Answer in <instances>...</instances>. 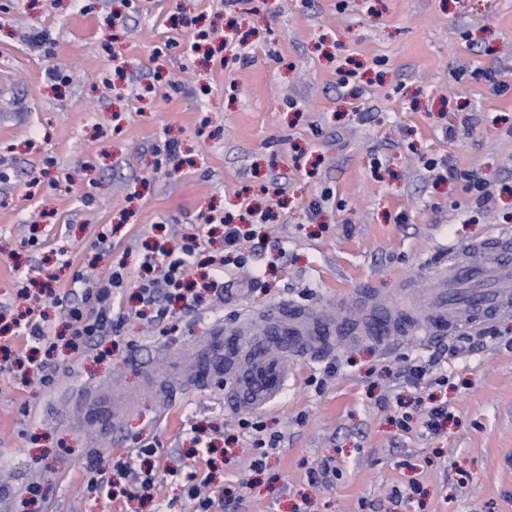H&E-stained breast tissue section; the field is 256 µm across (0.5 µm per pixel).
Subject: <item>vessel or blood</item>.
<instances>
[{
  "instance_id": "1",
  "label": "vessel or blood",
  "mask_w": 512,
  "mask_h": 512,
  "mask_svg": "<svg viewBox=\"0 0 512 512\" xmlns=\"http://www.w3.org/2000/svg\"><path fill=\"white\" fill-rule=\"evenodd\" d=\"M433 275L431 310L419 321L367 284L356 289L354 301L340 297L319 312L281 303L264 317L257 335L247 327L228 333L222 321H214L185 386L226 373L234 380L233 400L261 410L287 389L289 360H314L337 339L388 344L416 328L427 338L446 337L493 319L512 308V235L494 234L462 249L440 244Z\"/></svg>"
}]
</instances>
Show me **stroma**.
Returning a JSON list of instances; mask_svg holds the SVG:
<instances>
[{
	"label": "stroma",
	"mask_w": 512,
	"mask_h": 512,
	"mask_svg": "<svg viewBox=\"0 0 512 512\" xmlns=\"http://www.w3.org/2000/svg\"><path fill=\"white\" fill-rule=\"evenodd\" d=\"M202 31L214 54H189ZM255 211L246 272L217 219ZM502 229L512 0H0V314L48 284L37 311L54 339L53 298L76 272L121 264L131 281L124 325L58 349L51 385L0 371V512L33 481L29 512H186L191 471L219 512H512V311L470 345L363 340L293 362L256 412L227 405L225 379L186 390L173 368L214 316L230 326L283 298L318 310L364 281L424 289L437 242ZM190 234L195 273L224 260L223 303L135 316L145 256ZM148 368L175 388L170 413L142 387ZM197 434L214 465L188 457ZM150 444L182 471L153 499L88 490L90 465ZM326 461L335 476L311 482Z\"/></svg>",
	"instance_id": "1"
}]
</instances>
